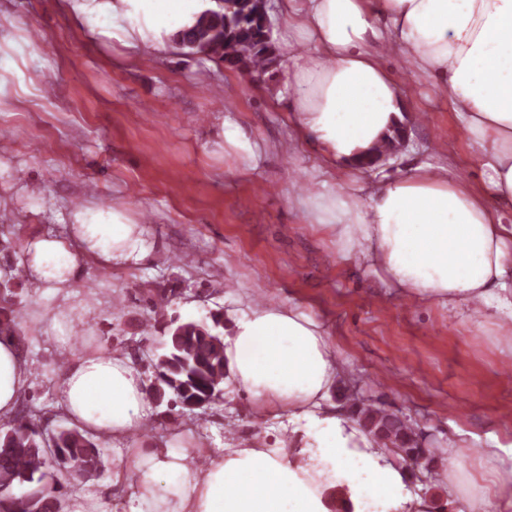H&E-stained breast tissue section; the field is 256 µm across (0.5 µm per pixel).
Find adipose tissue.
I'll return each mask as SVG.
<instances>
[{
	"label": "adipose tissue",
	"mask_w": 512,
	"mask_h": 512,
	"mask_svg": "<svg viewBox=\"0 0 512 512\" xmlns=\"http://www.w3.org/2000/svg\"><path fill=\"white\" fill-rule=\"evenodd\" d=\"M94 35L130 52L160 51L192 28L203 0H67ZM284 73L297 133L321 167H354L399 116L401 93L385 62L409 60L463 123L486 179L459 180L423 162L367 194L311 190L319 226L336 233L388 287L420 304L480 313L512 343V0H281ZM66 235L34 237L19 265L26 280L69 301L89 264L135 268L152 254L125 208L81 209ZM224 339V387L262 418H303L275 448H225L212 457L181 437L150 441L112 479L127 512H424L405 495L406 473L331 392L344 369L317 320L292 304L246 303ZM34 362L0 336V422L15 419L33 387ZM62 414L96 439L126 443L148 422L144 374L127 354L70 358L55 379ZM463 455L448 453V499L457 512H499L512 469L492 489L462 496Z\"/></svg>",
	"instance_id": "1"
}]
</instances>
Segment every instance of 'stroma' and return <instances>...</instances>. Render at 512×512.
<instances>
[{
  "instance_id": "1",
  "label": "stroma",
  "mask_w": 512,
  "mask_h": 512,
  "mask_svg": "<svg viewBox=\"0 0 512 512\" xmlns=\"http://www.w3.org/2000/svg\"><path fill=\"white\" fill-rule=\"evenodd\" d=\"M60 2L0 0V39L38 45L19 74L0 76V132L9 135L0 148V223L15 225L19 241L0 255V275L14 276L31 236L63 233L76 209L118 203L145 224L156 258L129 270L89 268L66 307L51 291L18 288L39 424L49 431L66 424L54 408L52 361L61 353L133 349L153 378L164 335L143 332L150 307L137 289L151 281L171 296L167 314L181 322L208 320L228 295L300 306L333 341L364 398L419 428L440 452L459 434L468 461L458 477L464 494L489 484L480 449L498 448V465L511 467L512 378L502 368L512 354L490 325L436 305L414 307L358 261L337 260L334 239L295 203L312 160L291 139L280 69L253 79L174 49L136 63L89 36ZM393 68L408 140L369 179L406 176L414 160L450 159L459 177L481 179L447 102L410 66ZM218 87L229 91L225 102L213 98ZM227 117L257 143L255 166L225 149ZM57 321L76 342L59 345ZM183 423L211 456L257 434L270 446L287 436L279 421L258 417L246 398L231 394ZM139 441L101 444L104 467L69 494L67 512H124L105 487Z\"/></svg>"
}]
</instances>
